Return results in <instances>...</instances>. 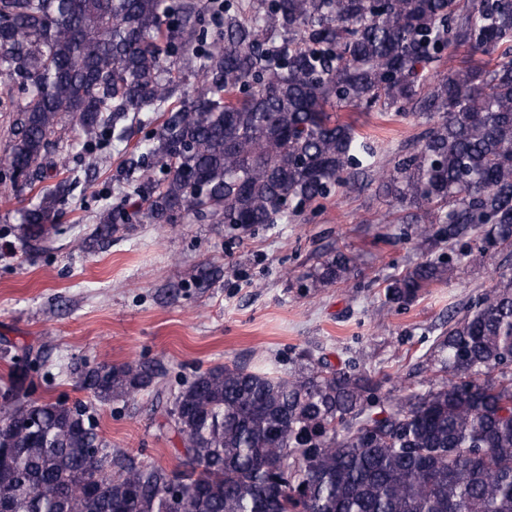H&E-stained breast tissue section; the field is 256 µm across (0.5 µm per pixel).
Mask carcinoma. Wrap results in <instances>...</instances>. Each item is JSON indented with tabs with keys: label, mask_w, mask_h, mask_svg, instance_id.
Segmentation results:
<instances>
[{
	"label": "carcinoma",
	"mask_w": 512,
	"mask_h": 512,
	"mask_svg": "<svg viewBox=\"0 0 512 512\" xmlns=\"http://www.w3.org/2000/svg\"><path fill=\"white\" fill-rule=\"evenodd\" d=\"M463 51L448 75L428 69ZM192 100L173 102L186 77ZM0 82L17 92L0 183L34 189L74 144L125 141L145 112L163 122L149 176L103 207L95 236L193 218L247 234L358 188L374 150L338 110L425 120L376 172L420 244L473 235L477 252L427 258L390 280L409 303L461 261L512 253V0H0ZM75 182L39 188L25 241L60 232ZM337 250L307 288L347 278ZM422 394L375 395L361 374L311 359L287 375L239 364L183 384L167 409L183 445L172 468L107 447L80 406L31 398L33 360L0 388V512H512V267L448 318ZM102 403L160 383L142 363L74 367Z\"/></svg>",
	"instance_id": "1"
}]
</instances>
